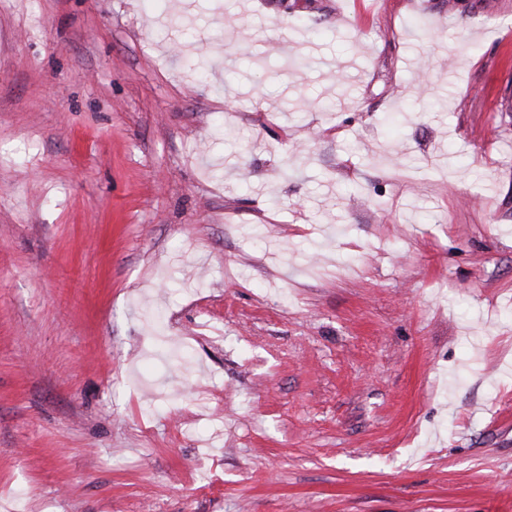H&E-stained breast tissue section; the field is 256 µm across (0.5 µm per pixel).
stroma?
Wrapping results in <instances>:
<instances>
[{
    "label": "stroma",
    "instance_id": "obj_1",
    "mask_svg": "<svg viewBox=\"0 0 512 512\" xmlns=\"http://www.w3.org/2000/svg\"><path fill=\"white\" fill-rule=\"evenodd\" d=\"M307 2L0 0V512H512V0Z\"/></svg>",
    "mask_w": 512,
    "mask_h": 512
}]
</instances>
